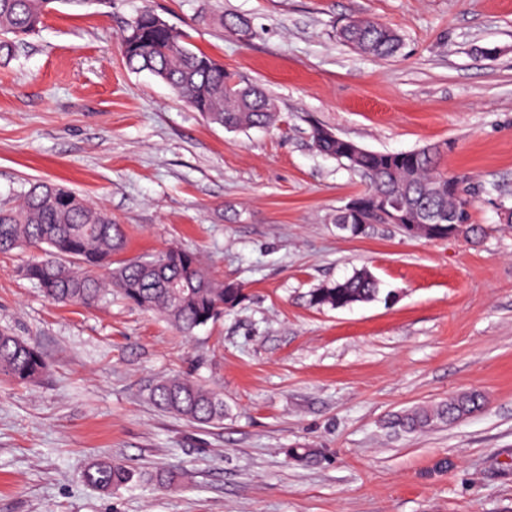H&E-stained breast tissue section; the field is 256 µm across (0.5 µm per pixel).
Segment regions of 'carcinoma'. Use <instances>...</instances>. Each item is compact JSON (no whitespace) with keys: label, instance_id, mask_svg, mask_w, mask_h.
I'll list each match as a JSON object with an SVG mask.
<instances>
[{"label":"carcinoma","instance_id":"carcinoma-1","mask_svg":"<svg viewBox=\"0 0 512 512\" xmlns=\"http://www.w3.org/2000/svg\"><path fill=\"white\" fill-rule=\"evenodd\" d=\"M56 2L90 7L107 0H0V60L15 56L22 37L40 29L49 5ZM151 14L150 10L138 14L128 26L130 41L121 43L130 69L150 71L212 124L230 130L275 124V104L258 84L226 72L211 56L190 49L176 29L166 23L155 25ZM222 24L235 35L250 33L249 23L237 16L224 17ZM337 36L354 51L379 58L394 55L400 45L395 30L369 19L348 21V26L337 30ZM313 144L323 155L347 163L367 179L362 198L370 207L368 223H383L381 212L386 203L396 200L405 204L410 223L424 210L435 212L442 237L447 236L450 215L459 221L456 230L460 235L479 234V228L468 223L463 181L438 168L441 145L409 152L371 150L352 157L334 141L315 136ZM450 179L458 188L454 196L448 195ZM122 245V230L110 215L58 182L35 183L24 192L20 204L0 208V253L17 248L41 251V257L26 267L25 276L54 303L89 307L116 292L190 335L244 298L243 288L212 276L192 252L168 248L149 259L112 261ZM379 293V280L362 271L317 289L310 303L334 309L342 303L372 301ZM46 369L38 345L0 331L1 377L26 384ZM149 398L159 409L198 426L224 422L221 394L188 377L173 376L156 383ZM483 403L484 397L477 392L462 393L437 405L419 407L397 422L408 430L429 428L470 414ZM134 478L131 467L114 459L94 461L85 472L90 485L105 491L125 486Z\"/></svg>","mask_w":512,"mask_h":512}]
</instances>
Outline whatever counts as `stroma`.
<instances>
[{
    "instance_id": "35a3bbf8",
    "label": "stroma",
    "mask_w": 512,
    "mask_h": 512,
    "mask_svg": "<svg viewBox=\"0 0 512 512\" xmlns=\"http://www.w3.org/2000/svg\"><path fill=\"white\" fill-rule=\"evenodd\" d=\"M144 10L260 83L277 124L207 123L128 70L120 38ZM226 15L248 18L251 40ZM351 18L395 29L400 52L346 46ZM317 126L375 151L447 144L441 168L469 187L480 241L342 231L366 182L315 149ZM39 180L110 213L122 258L177 246L245 299L186 336L116 294L55 305L22 274L35 251L0 253V330L48 364L0 380V512H512V0H59L0 63V206ZM359 270L376 300L311 304ZM171 375L221 393L223 424L158 409L149 391ZM466 391L485 398L472 415L396 424ZM98 457L139 480L91 486ZM173 466L181 480L160 486Z\"/></svg>"
}]
</instances>
